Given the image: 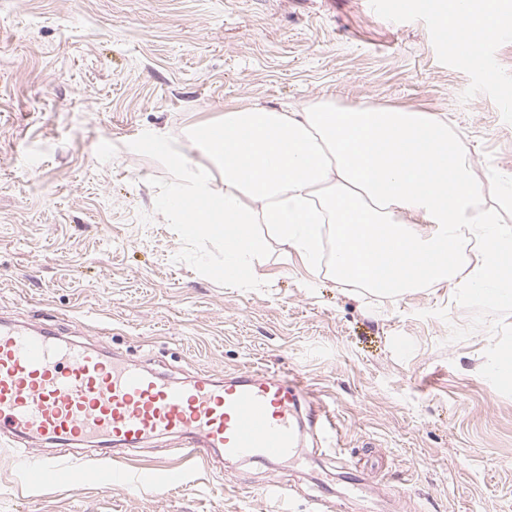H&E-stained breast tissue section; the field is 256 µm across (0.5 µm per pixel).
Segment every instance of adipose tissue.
Instances as JSON below:
<instances>
[{
  "instance_id": "adipose-tissue-1",
  "label": "adipose tissue",
  "mask_w": 512,
  "mask_h": 512,
  "mask_svg": "<svg viewBox=\"0 0 512 512\" xmlns=\"http://www.w3.org/2000/svg\"><path fill=\"white\" fill-rule=\"evenodd\" d=\"M506 19L502 0H456L449 38L481 65ZM149 145L174 170L164 210L224 249V279L248 278L268 239L302 255L312 273L398 297L452 283L458 298L500 282L512 265V226L480 206L481 186L448 122L421 109L319 101L299 109L230 108L204 127V161L169 140ZM222 178H214L213 168ZM482 254L468 265L462 238Z\"/></svg>"
}]
</instances>
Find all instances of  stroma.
<instances>
[{
  "instance_id": "1",
  "label": "stroma",
  "mask_w": 512,
  "mask_h": 512,
  "mask_svg": "<svg viewBox=\"0 0 512 512\" xmlns=\"http://www.w3.org/2000/svg\"><path fill=\"white\" fill-rule=\"evenodd\" d=\"M0 0V321L59 342L109 346L189 383L245 370L298 373L353 462L305 437L298 463L180 462L177 437L130 454L126 482L67 457L77 484L31 487L24 464L56 453L0 440V512H512V297L451 285L398 298L313 275L275 240L249 284L165 214L175 174L141 143L192 134L225 109L321 100L446 114L483 201L512 225V36L484 46L488 82L417 6L398 0ZM181 466L182 485L147 474ZM287 485V500L269 489Z\"/></svg>"
}]
</instances>
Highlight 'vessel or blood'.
Instances as JSON below:
<instances>
[{"label":"vessel or blood","instance_id":"obj_1","mask_svg":"<svg viewBox=\"0 0 512 512\" xmlns=\"http://www.w3.org/2000/svg\"><path fill=\"white\" fill-rule=\"evenodd\" d=\"M307 428L326 439L336 421L297 374L248 370L222 386L206 375L171 384L85 344L59 346L52 329L0 327V436L19 446L46 437L68 448L92 443V456L111 463L107 486L123 476L118 462L152 436L177 435L189 461L210 460L217 448L232 459L284 461ZM23 477L38 486L74 479L56 457L25 465Z\"/></svg>","mask_w":512,"mask_h":512}]
</instances>
